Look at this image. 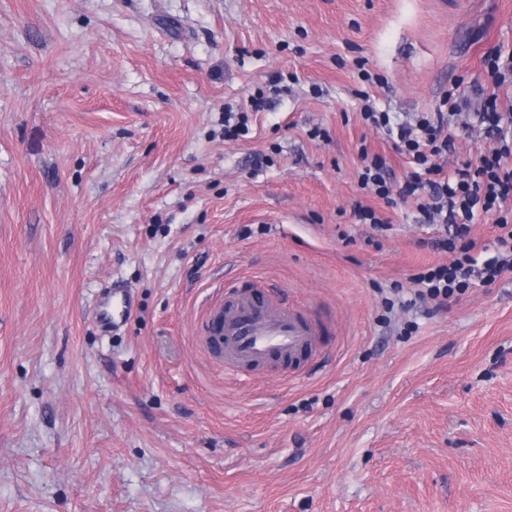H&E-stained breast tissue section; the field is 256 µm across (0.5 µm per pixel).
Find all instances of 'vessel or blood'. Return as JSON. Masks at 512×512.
Wrapping results in <instances>:
<instances>
[{"label": "vessel or blood", "mask_w": 512, "mask_h": 512, "mask_svg": "<svg viewBox=\"0 0 512 512\" xmlns=\"http://www.w3.org/2000/svg\"><path fill=\"white\" fill-rule=\"evenodd\" d=\"M132 312L127 290H113L111 303H98L97 314L106 321L126 319ZM209 347L224 357V373L239 377L242 370L285 359L297 364L316 351L319 329L297 311L274 305L260 292H236L213 308L203 326Z\"/></svg>", "instance_id": "vessel-or-blood-1"}]
</instances>
